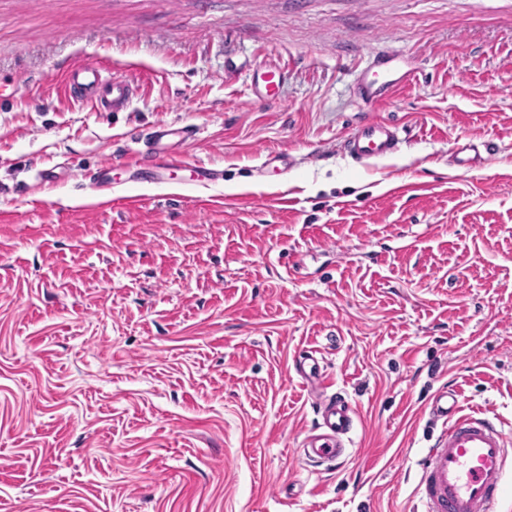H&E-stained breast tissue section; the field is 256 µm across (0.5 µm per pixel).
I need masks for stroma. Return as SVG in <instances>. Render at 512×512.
I'll return each mask as SVG.
<instances>
[{"mask_svg": "<svg viewBox=\"0 0 512 512\" xmlns=\"http://www.w3.org/2000/svg\"><path fill=\"white\" fill-rule=\"evenodd\" d=\"M381 54L415 78L371 104ZM84 64L132 106L74 102ZM0 83V512H416L437 392L512 431V0H0ZM311 352L358 415L334 472ZM399 144V130L387 122L360 126L344 142L347 153L356 162L369 165L393 154ZM195 135L194 129L190 127H182L179 129H169L160 127L152 134V144L155 148L166 156L171 163H179L180 146Z\"/></svg>", "mask_w": 512, "mask_h": 512, "instance_id": "1", "label": "stroma"}]
</instances>
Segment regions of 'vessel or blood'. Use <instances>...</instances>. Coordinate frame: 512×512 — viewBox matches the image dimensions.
<instances>
[{
  "instance_id": "obj_1",
  "label": "vessel or blood",
  "mask_w": 512,
  "mask_h": 512,
  "mask_svg": "<svg viewBox=\"0 0 512 512\" xmlns=\"http://www.w3.org/2000/svg\"><path fill=\"white\" fill-rule=\"evenodd\" d=\"M410 79V71L399 69L382 84L364 82L362 95L368 101L379 102ZM67 88L73 99L92 102L100 112L127 109L136 94L131 83L103 82L93 65L70 71ZM194 135L189 127H161L153 132L152 143L176 163L180 146ZM398 144L396 126L374 122L360 126L345 140L344 148L356 162L368 165L393 154ZM302 377L311 388L321 423L317 433L304 440L300 454L307 462L334 466L346 453L356 410L340 394L330 393L319 364H312ZM431 414L444 422L445 429L421 461V512H497L504 476L512 466V437L486 415L462 413L458 395L451 389L434 396Z\"/></svg>"
}]
</instances>
